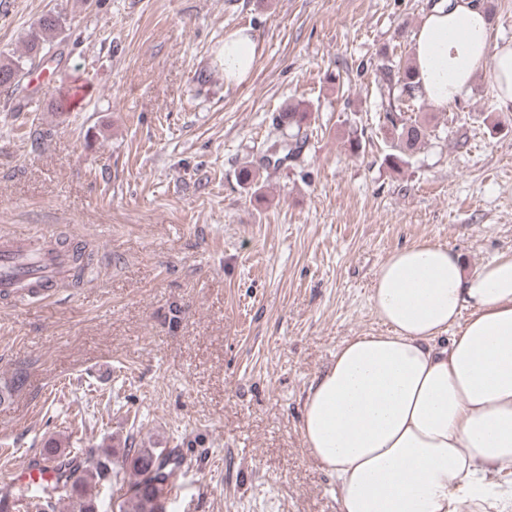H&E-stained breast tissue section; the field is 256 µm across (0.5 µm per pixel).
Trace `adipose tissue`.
<instances>
[{
  "instance_id": "ef3b65f1",
  "label": "adipose tissue",
  "mask_w": 512,
  "mask_h": 512,
  "mask_svg": "<svg viewBox=\"0 0 512 512\" xmlns=\"http://www.w3.org/2000/svg\"><path fill=\"white\" fill-rule=\"evenodd\" d=\"M480 0H436L413 35L419 91L443 108L487 72L512 110V44H492ZM257 49L224 41V80L241 81ZM379 333L345 339L309 386L301 433L336 478L341 512H512L486 474L512 466V252L474 272L424 242L392 251L373 279Z\"/></svg>"
}]
</instances>
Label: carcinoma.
I'll return each instance as SVG.
<instances>
[{"mask_svg":"<svg viewBox=\"0 0 512 512\" xmlns=\"http://www.w3.org/2000/svg\"><path fill=\"white\" fill-rule=\"evenodd\" d=\"M65 26V19L56 13L39 18L27 34V53L0 61V81L6 82L15 75L30 73L38 67L46 50ZM383 76L388 88V109L385 112L390 152L385 163L391 168H401L410 163V158L429 136L428 128L409 121L402 115V105L417 99L415 83L412 82L411 64L384 68ZM311 113L298 103L274 117L277 135L267 140L264 160L278 165L286 158L300 155L307 140V128ZM58 245L68 256L74 275L81 276L92 264L91 256L82 249L66 248V241ZM51 467L54 473L49 483L31 482L20 493L28 500L33 512H58L61 501H71L78 512H166L168 492L179 489L181 462L165 450L142 448L129 435L122 450L121 459L103 450L90 453L86 460L78 454L64 456L61 444L48 440L40 451V460L31 469L40 473ZM127 485L128 490L119 504L112 503V486Z\"/></svg>","mask_w":512,"mask_h":512,"instance_id":"cac0c4a2","label":"carcinoma"}]
</instances>
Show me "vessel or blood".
<instances>
[{
	"mask_svg": "<svg viewBox=\"0 0 512 512\" xmlns=\"http://www.w3.org/2000/svg\"><path fill=\"white\" fill-rule=\"evenodd\" d=\"M68 274L67 259L50 238L12 234L0 240V294L45 293Z\"/></svg>",
	"mask_w": 512,
	"mask_h": 512,
	"instance_id": "vessel-or-blood-1",
	"label": "vessel or blood"
}]
</instances>
